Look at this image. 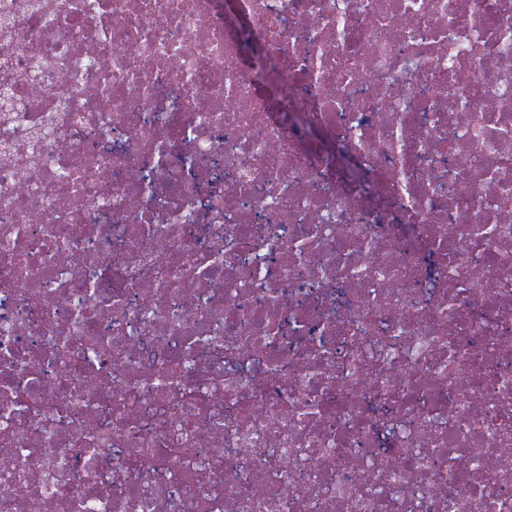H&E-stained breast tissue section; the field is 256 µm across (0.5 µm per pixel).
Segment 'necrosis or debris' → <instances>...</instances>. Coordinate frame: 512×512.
<instances>
[{"mask_svg": "<svg viewBox=\"0 0 512 512\" xmlns=\"http://www.w3.org/2000/svg\"><path fill=\"white\" fill-rule=\"evenodd\" d=\"M0 512H512V0H0Z\"/></svg>", "mask_w": 512, "mask_h": 512, "instance_id": "necrosis-or-debris-1", "label": "necrosis or debris"}]
</instances>
